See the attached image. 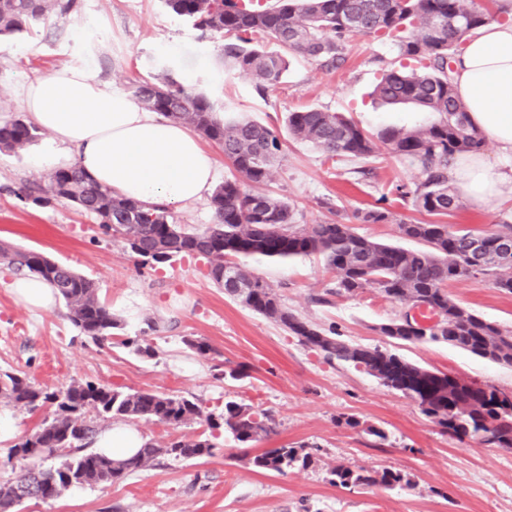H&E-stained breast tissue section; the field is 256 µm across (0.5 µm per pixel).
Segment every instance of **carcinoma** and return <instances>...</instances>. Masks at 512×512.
<instances>
[{
  "mask_svg": "<svg viewBox=\"0 0 512 512\" xmlns=\"http://www.w3.org/2000/svg\"><path fill=\"white\" fill-rule=\"evenodd\" d=\"M163 3L191 20L201 38L219 45L226 71L251 75L262 90L281 81L291 54L331 70L345 63V48L354 36L389 38L398 57L417 67L402 64L385 69L374 96L383 103L423 112L428 121L370 131L335 112L306 108L288 113V134L312 144L329 159L369 157L380 142L396 157L420 164L421 179L414 188L400 192L415 210L450 216L459 208L448 169L457 156L480 151L485 137L469 122L467 107L453 88L451 61L467 33L498 15L496 0H274L256 7L247 0ZM78 7L79 0H0V35L65 19ZM410 28L415 34L407 37L405 31ZM265 36L274 39L280 50L264 49L259 38ZM131 93L145 108L193 126L201 137L222 148L235 174L212 193L214 224L202 231L179 224L168 208L146 207L114 195L75 166L55 170L44 184L23 185L19 195L35 205L68 202L93 215L104 231L120 239L144 265L202 257L209 264L210 279L224 288V265L232 263L239 278L251 285V293L243 299L231 288L225 292L244 307L280 323L329 362L356 369L371 361L402 368L411 398L449 436L512 449V405L501 400L499 389L487 385L458 390L455 379L447 374L439 378L387 349L354 345L331 330L326 332L289 310L272 287L245 265L231 261L233 257L286 260L319 256L334 274L335 286L315 298L316 302L328 304L332 296L353 295L367 288L391 301H422L442 314V327L435 333L426 337L399 319L380 323L374 330L403 344L445 342L479 358L512 366V329L484 319L448 295V283L474 277L467 268L471 232H450L448 225L439 222H401V237L421 244L418 249H406L364 236L336 219L300 225L288 201L258 191L268 182L273 162L282 155L277 130L243 116L219 119L208 96L168 74L158 81L132 83ZM38 135L39 128L24 119L5 121L0 123V150H22ZM354 218L362 224L395 221L393 212L384 207L358 210ZM0 257L8 260L17 274L38 277L56 288L71 323L84 336L98 343L112 340L119 323L99 300L93 280L34 250L1 244ZM480 275L491 278L500 291L512 293V264L503 266L491 258ZM0 398L31 412L48 403L56 405L53 417L43 419L15 446V454L27 466L0 484V512H19V506L31 499L54 500L72 487L113 483L162 457H209L215 448L201 433L165 444L148 441L136 456L125 460L88 450L101 423L111 419L145 418L174 427L198 421L213 426L212 417L204 414L196 401L183 396L124 392L91 382L73 383L60 393L47 392L24 377L5 372L0 375ZM460 404L467 407L463 413L454 411ZM223 420L233 437L243 443L268 433L272 422L267 412H253L234 401L224 404ZM488 420L497 422L490 437L483 435ZM59 453L66 456L60 465L46 464ZM297 458L295 448H269L253 458V465L283 475ZM331 483L348 490L392 488L407 486L410 479L391 468L369 471L338 465L331 470Z\"/></svg>",
  "mask_w": 512,
  "mask_h": 512,
  "instance_id": "cac0c4a2",
  "label": "carcinoma"
}]
</instances>
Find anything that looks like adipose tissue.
Instances as JSON below:
<instances>
[{
    "mask_svg": "<svg viewBox=\"0 0 512 512\" xmlns=\"http://www.w3.org/2000/svg\"><path fill=\"white\" fill-rule=\"evenodd\" d=\"M457 96L472 125L495 142L503 159L459 156L448 170L474 207L512 200V19L469 33L453 62ZM30 122L73 150V162L113 193L151 205L183 208L215 184V162L187 124L143 109L126 93L65 67L27 81L20 91ZM145 444L130 425H116L95 441L97 452L125 459Z\"/></svg>",
    "mask_w": 512,
    "mask_h": 512,
    "instance_id": "obj_1",
    "label": "adipose tissue"
}]
</instances>
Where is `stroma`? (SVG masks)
I'll return each instance as SVG.
<instances>
[{"label":"stroma","instance_id":"1","mask_svg":"<svg viewBox=\"0 0 512 512\" xmlns=\"http://www.w3.org/2000/svg\"><path fill=\"white\" fill-rule=\"evenodd\" d=\"M396 59L392 44L357 36L346 62L334 71L302 57L291 58L282 81L258 93L253 77L228 74L218 49L201 39L191 22L162 0H80L78 11L53 26L0 36V121L24 117L20 87L62 66L80 67L97 80L128 90L168 72L194 86L217 111L238 113L284 129L288 113L308 107L338 112L366 129L412 125L423 113L374 103L371 92L383 69ZM63 149L48 132L19 152H0V242L35 249L93 279L100 300L120 323V340L97 344L71 324L64 302L30 311L11 292L13 273L0 264V373L27 378L48 392L91 382L125 392L158 391L197 400L218 424L215 448L201 460L164 458L124 480L79 486L44 503L29 500L21 512H512V449L490 448L449 438L417 403L378 379L300 344L283 327L230 298L207 276L200 258L141 265L123 244L102 232L90 215L63 202L37 206L18 196L26 182L44 181L62 167ZM421 178L417 163L378 146L367 158H326L311 144L287 139L271 169L269 191L296 207L300 223L327 218L353 222L355 211L385 203L408 222L424 216L403 201L399 187ZM397 220V222H398ZM397 222L360 224L358 233L413 248ZM451 227L491 229L512 224V202L482 209L461 202L445 217ZM282 302L301 317L365 347L397 350L404 359L460 380L512 391V367L473 356L444 343L395 346L376 325L398 316L402 304L373 289L322 305L331 275L317 257L245 259ZM451 298L483 317L512 327V294L491 279L449 283ZM162 329L148 331V320ZM205 338L212 353L200 356L185 338ZM149 340L155 357L135 354L133 342ZM267 411L272 431L241 444L220 426L227 401ZM52 406L31 412L0 402L8 431L0 433V483L19 472L13 447L45 418ZM355 426H347V419ZM384 430L377 446L367 427ZM307 446L308 462L285 474L257 471L252 459L270 448ZM406 474L407 487L343 490L331 484L338 465Z\"/></svg>","mask_w":512,"mask_h":512}]
</instances>
